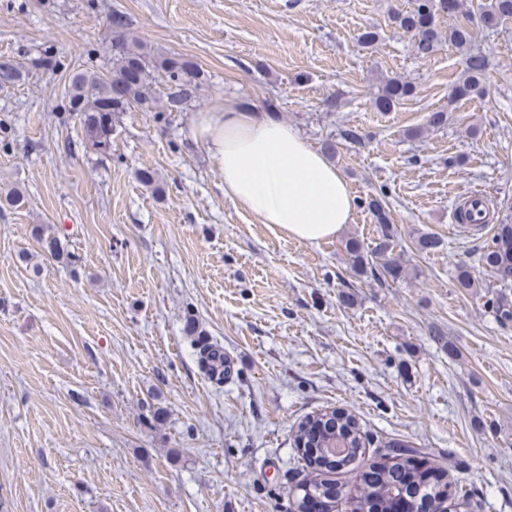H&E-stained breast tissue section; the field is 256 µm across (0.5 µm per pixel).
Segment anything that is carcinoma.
<instances>
[{"label": "carcinoma", "instance_id": "1", "mask_svg": "<svg viewBox=\"0 0 512 512\" xmlns=\"http://www.w3.org/2000/svg\"><path fill=\"white\" fill-rule=\"evenodd\" d=\"M467 13L465 0H412L408 10H396L392 20L402 33L414 41L419 52L428 54L441 42L437 17L446 15L455 19ZM112 30V67L103 74L94 67L71 75L65 92V109L80 115L85 140L100 154L112 149L114 123L126 112H153L156 120L166 113L182 112L200 99L205 86L204 73L191 61L179 54H155L147 50L128 29L125 16L114 12L106 17ZM512 20V0H488L482 7L481 22L488 28ZM474 34L463 23L448 26V44L462 56L464 70L455 87L458 98L480 96L485 92L490 68L488 56L473 49ZM22 74V63L0 58V89L15 86ZM165 86L162 97L155 96L151 85ZM414 94V86L397 76L387 78L374 97V108L382 113L392 111L400 101ZM448 124V112L438 110L428 113L422 126L410 128L409 138H420L424 132ZM25 203L23 192L17 188L0 193V208L15 209ZM364 206L379 226V237L374 247L363 245L358 239L344 242V251L351 269L359 276L379 282H396L404 278L408 269L395 252V234L390 222L387 193L365 199ZM479 262L500 287L512 286V205L505 207L500 222L494 225L490 241L483 247ZM457 286L468 291L479 287L471 267L460 264L455 271ZM201 359L206 371L224 374V353L220 347L206 343L201 349ZM294 444L303 445L302 458L320 471L324 478L305 482L296 487L292 496L291 512H305L307 500L326 497L334 504L340 488L327 474H334L347 467L365 453L366 434L361 431L355 417L345 416L338 421L335 413H322L300 422ZM384 456L391 462L383 464L376 473V464L356 475L355 495L352 496L353 512H392L391 504L408 495L421 492L430 498L443 501L457 494L452 483L441 487L430 482L429 473H409L416 458L423 454L398 442L384 444Z\"/></svg>", "mask_w": 512, "mask_h": 512}]
</instances>
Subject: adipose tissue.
<instances>
[{
    "instance_id": "obj_1",
    "label": "adipose tissue",
    "mask_w": 512,
    "mask_h": 512,
    "mask_svg": "<svg viewBox=\"0 0 512 512\" xmlns=\"http://www.w3.org/2000/svg\"><path fill=\"white\" fill-rule=\"evenodd\" d=\"M188 137L224 176V195L292 238L317 242L350 223L354 197L336 166L287 123L235 103L198 115Z\"/></svg>"
}]
</instances>
